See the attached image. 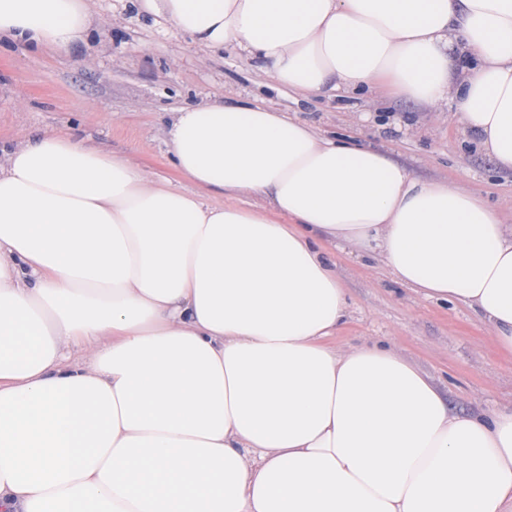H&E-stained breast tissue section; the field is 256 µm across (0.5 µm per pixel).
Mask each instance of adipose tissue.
<instances>
[{
	"label": "adipose tissue",
	"instance_id": "1",
	"mask_svg": "<svg viewBox=\"0 0 512 512\" xmlns=\"http://www.w3.org/2000/svg\"><path fill=\"white\" fill-rule=\"evenodd\" d=\"M138 2L303 96L452 106L512 171V0ZM94 27L89 0H0V40L72 56ZM168 135L194 191L56 132L0 148V512H512V409L450 414L393 350L328 345L349 304L321 247L377 253L512 352L501 209L253 103Z\"/></svg>",
	"mask_w": 512,
	"mask_h": 512
}]
</instances>
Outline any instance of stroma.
<instances>
[{
    "mask_svg": "<svg viewBox=\"0 0 512 512\" xmlns=\"http://www.w3.org/2000/svg\"><path fill=\"white\" fill-rule=\"evenodd\" d=\"M92 7L97 26L77 56L0 48L1 147L48 131L67 134L127 157L155 182L188 191L192 184L175 168L168 144L172 112L206 96L258 102L320 136L357 137L416 177L483 193L512 224V173L499 170L450 113L382 97L348 106L293 94L275 87L234 46L211 52L140 12L137 0H92ZM323 247L349 300L333 345L390 347L434 381L451 414L512 407V355L472 308L402 286L372 253L339 241Z\"/></svg>",
    "mask_w": 512,
    "mask_h": 512,
    "instance_id": "35a3bbf8",
    "label": "stroma"
}]
</instances>
